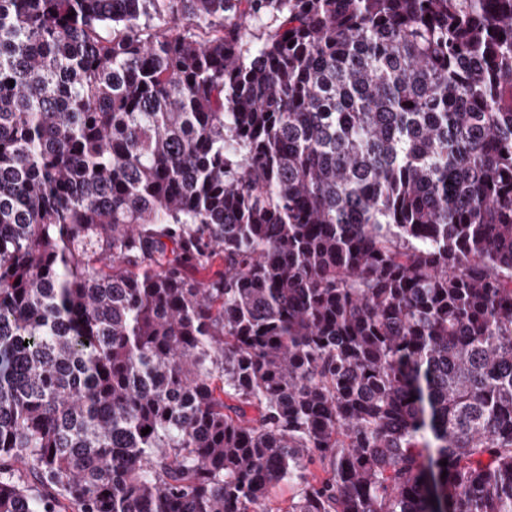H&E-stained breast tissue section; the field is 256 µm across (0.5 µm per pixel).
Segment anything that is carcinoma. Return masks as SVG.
I'll list each match as a JSON object with an SVG mask.
<instances>
[{
	"label": "carcinoma",
	"mask_w": 512,
	"mask_h": 512,
	"mask_svg": "<svg viewBox=\"0 0 512 512\" xmlns=\"http://www.w3.org/2000/svg\"><path fill=\"white\" fill-rule=\"evenodd\" d=\"M280 484L512 512V0H0V512Z\"/></svg>",
	"instance_id": "cac0c4a2"
}]
</instances>
